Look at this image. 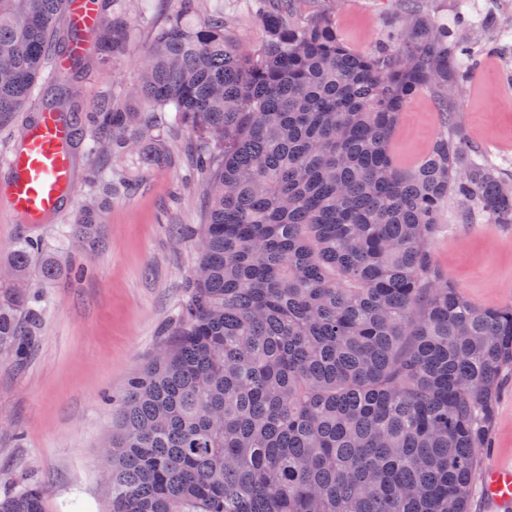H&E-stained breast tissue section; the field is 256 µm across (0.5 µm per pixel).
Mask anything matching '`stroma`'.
Masks as SVG:
<instances>
[{"label":"stroma","mask_w":512,"mask_h":512,"mask_svg":"<svg viewBox=\"0 0 512 512\" xmlns=\"http://www.w3.org/2000/svg\"><path fill=\"white\" fill-rule=\"evenodd\" d=\"M251 4L224 0L227 31L247 51L264 39ZM335 6L337 31L356 51L383 45L401 25L397 0H336ZM418 6L451 31L460 14L472 20L462 30L474 61L453 104L457 130L471 149L511 174L512 0H418ZM175 9L174 0H153L144 14L128 0L126 55L94 60L79 72L46 69L28 111L73 90L86 115L104 96L131 87L153 31ZM488 15L494 26L482 25ZM503 30L508 38H500ZM442 131L433 94H420L407 103L389 149L401 164H417ZM189 138L182 130L119 163H99L107 178L121 170L132 189L107 203L84 277L74 273L61 229L90 194L86 183H77L70 204L48 223H25L0 206L1 260L30 239L62 260L49 279L39 264L30 268L39 318L29 357H0V498L28 481L45 488L47 512H106L100 452L112 434L109 398L122 394L129 378L169 342L197 256L204 201L200 192L182 187L191 165ZM462 211L454 199L443 207L432 245L435 265L475 302L512 303V224H488L477 214L466 221ZM494 464H512V373L499 393L492 447L478 456L479 470Z\"/></svg>","instance_id":"obj_1"}]
</instances>
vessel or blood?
Returning <instances> with one entry per match:
<instances>
[{
  "instance_id": "vessel-or-blood-1",
  "label": "vessel or blood",
  "mask_w": 512,
  "mask_h": 512,
  "mask_svg": "<svg viewBox=\"0 0 512 512\" xmlns=\"http://www.w3.org/2000/svg\"><path fill=\"white\" fill-rule=\"evenodd\" d=\"M69 17L80 32L78 51L88 50L102 21L93 0H70ZM75 131V123L61 113L40 112L22 144L0 163V202L25 223H41L71 198L75 176L69 145ZM482 485L489 512H512V467H489Z\"/></svg>"
}]
</instances>
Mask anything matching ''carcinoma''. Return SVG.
Listing matches in <instances>:
<instances>
[{
    "instance_id": "cac0c4a2",
    "label": "carcinoma",
    "mask_w": 512,
    "mask_h": 512,
    "mask_svg": "<svg viewBox=\"0 0 512 512\" xmlns=\"http://www.w3.org/2000/svg\"><path fill=\"white\" fill-rule=\"evenodd\" d=\"M175 2L137 82L94 107L97 157L188 130L205 197L172 340L112 400L109 512H468L512 368V303L466 298L432 241L450 198L512 224V188L458 136L413 166L389 151L416 94L450 103L467 46L406 6L407 27L355 52L327 4L261 0L265 40L245 51L224 10ZM66 6L0 0V126L31 99ZM95 41L125 54L122 12ZM111 193L63 238L92 248ZM41 253L23 243L0 269L1 356L30 350ZM45 498L25 485L0 512H46Z\"/></svg>"
}]
</instances>
